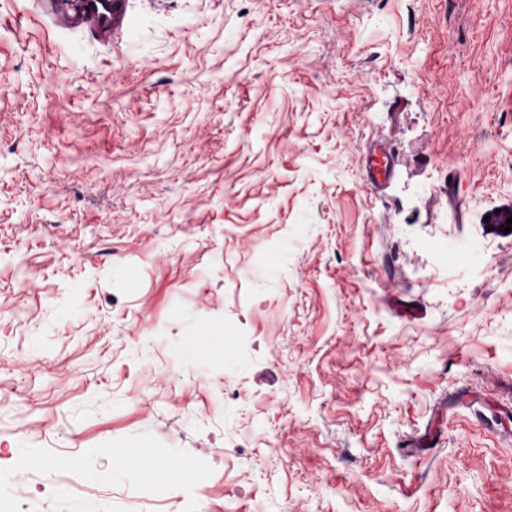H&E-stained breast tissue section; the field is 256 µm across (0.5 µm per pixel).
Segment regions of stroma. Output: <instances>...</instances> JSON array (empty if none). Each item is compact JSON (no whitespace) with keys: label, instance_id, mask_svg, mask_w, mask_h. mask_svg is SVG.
Listing matches in <instances>:
<instances>
[{"label":"stroma","instance_id":"1","mask_svg":"<svg viewBox=\"0 0 512 512\" xmlns=\"http://www.w3.org/2000/svg\"><path fill=\"white\" fill-rule=\"evenodd\" d=\"M511 217L512 0H0V500L512 512ZM128 4L129 0H42V12L55 28L85 29L114 46L127 31ZM364 164L367 169L368 179L373 187H381L391 174V157L383 147H373Z\"/></svg>","mask_w":512,"mask_h":512}]
</instances>
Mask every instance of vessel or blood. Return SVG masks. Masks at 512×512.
<instances>
[{
    "mask_svg": "<svg viewBox=\"0 0 512 512\" xmlns=\"http://www.w3.org/2000/svg\"><path fill=\"white\" fill-rule=\"evenodd\" d=\"M128 4L129 0H42V12L54 27L85 29L117 45L129 25ZM364 164L372 186L388 180L392 165L385 148H372Z\"/></svg>",
    "mask_w": 512,
    "mask_h": 512,
    "instance_id": "obj_1",
    "label": "vessel or blood"
}]
</instances>
